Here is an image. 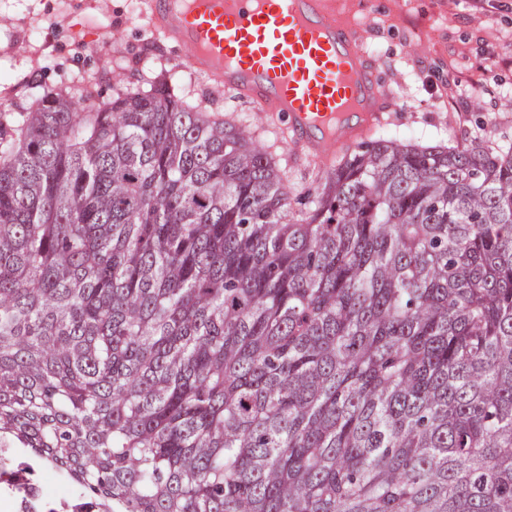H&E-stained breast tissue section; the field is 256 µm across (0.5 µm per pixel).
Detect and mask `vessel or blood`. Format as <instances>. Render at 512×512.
Returning <instances> with one entry per match:
<instances>
[{
    "label": "vessel or blood",
    "mask_w": 512,
    "mask_h": 512,
    "mask_svg": "<svg viewBox=\"0 0 512 512\" xmlns=\"http://www.w3.org/2000/svg\"><path fill=\"white\" fill-rule=\"evenodd\" d=\"M143 11L195 70L214 65L225 95L286 120L313 154L380 121L374 64L327 0H144Z\"/></svg>",
    "instance_id": "obj_1"
}]
</instances>
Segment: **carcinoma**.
Returning <instances> with one entry per match:
<instances>
[{"label":"carcinoma","instance_id":"carcinoma-1","mask_svg":"<svg viewBox=\"0 0 512 512\" xmlns=\"http://www.w3.org/2000/svg\"><path fill=\"white\" fill-rule=\"evenodd\" d=\"M0 448L89 512H512V148L371 139L291 212L164 82L0 122Z\"/></svg>","mask_w":512,"mask_h":512}]
</instances>
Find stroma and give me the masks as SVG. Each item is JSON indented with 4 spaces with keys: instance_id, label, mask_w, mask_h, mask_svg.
<instances>
[{
    "instance_id": "35a3bbf8",
    "label": "stroma",
    "mask_w": 512,
    "mask_h": 512,
    "mask_svg": "<svg viewBox=\"0 0 512 512\" xmlns=\"http://www.w3.org/2000/svg\"><path fill=\"white\" fill-rule=\"evenodd\" d=\"M355 26L384 92L379 134L512 146V0H330ZM189 52L157 33L141 0H0V111L61 88L106 99L168 79L237 121L272 153L291 199L316 192L332 159L313 157L288 124L215 90Z\"/></svg>"
}]
</instances>
